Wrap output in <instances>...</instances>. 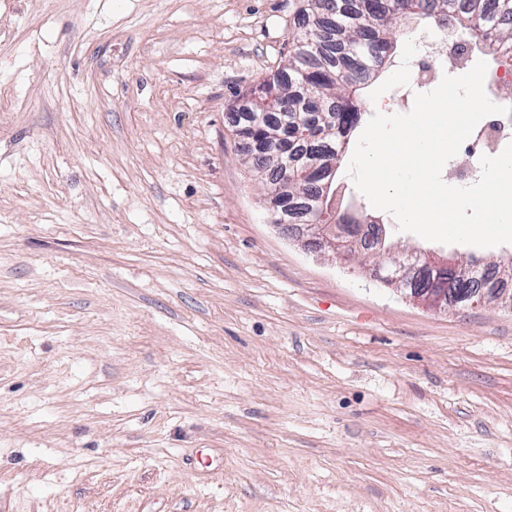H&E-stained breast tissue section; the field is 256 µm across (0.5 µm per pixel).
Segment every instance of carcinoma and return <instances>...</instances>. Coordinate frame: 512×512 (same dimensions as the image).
<instances>
[{"instance_id": "1", "label": "carcinoma", "mask_w": 512, "mask_h": 512, "mask_svg": "<svg viewBox=\"0 0 512 512\" xmlns=\"http://www.w3.org/2000/svg\"><path fill=\"white\" fill-rule=\"evenodd\" d=\"M289 36L288 64L245 95H274L292 103L263 114L236 109L235 132L247 145V163L277 180L283 143L297 161L288 182L290 224H306L318 199L322 179L311 178L303 164L316 152L321 169L342 158L363 116L361 90L393 55L396 21L440 30L458 29L465 41L487 47L492 59L512 47V0H405L394 14L390 0H297Z\"/></svg>"}]
</instances>
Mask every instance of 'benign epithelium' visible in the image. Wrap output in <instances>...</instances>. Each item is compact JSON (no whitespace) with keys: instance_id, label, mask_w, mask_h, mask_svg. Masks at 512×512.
<instances>
[{"instance_id":"7a95c632","label":"benign epithelium","mask_w":512,"mask_h":512,"mask_svg":"<svg viewBox=\"0 0 512 512\" xmlns=\"http://www.w3.org/2000/svg\"><path fill=\"white\" fill-rule=\"evenodd\" d=\"M288 189V171L280 173L279 180L266 184L265 202L269 221L282 235L300 243L317 256L347 260L352 250V239L363 241L365 248L382 243L377 224H284L279 217V200ZM452 271L466 282V288L450 289L432 280L433 272ZM370 277L391 285L405 297L434 311L448 308H467L496 303L512 310V289L492 286L501 274L487 265H472L458 269L456 263L424 256L416 250L397 254L390 263L369 269Z\"/></svg>"}]
</instances>
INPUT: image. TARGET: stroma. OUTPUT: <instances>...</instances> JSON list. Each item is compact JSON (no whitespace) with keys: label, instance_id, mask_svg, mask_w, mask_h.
I'll list each match as a JSON object with an SVG mask.
<instances>
[{"label":"stroma","instance_id":"1","mask_svg":"<svg viewBox=\"0 0 512 512\" xmlns=\"http://www.w3.org/2000/svg\"><path fill=\"white\" fill-rule=\"evenodd\" d=\"M296 9L0 0V512H512V311L426 310L267 220L232 108ZM396 62L367 114L409 112ZM334 181L386 253L512 262Z\"/></svg>","mask_w":512,"mask_h":512}]
</instances>
